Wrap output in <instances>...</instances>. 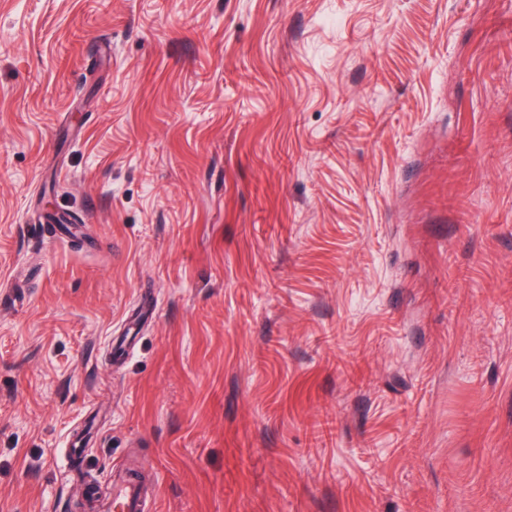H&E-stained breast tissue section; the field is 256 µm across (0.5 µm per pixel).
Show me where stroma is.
Returning <instances> with one entry per match:
<instances>
[{
	"label": "stroma",
	"mask_w": 512,
	"mask_h": 512,
	"mask_svg": "<svg viewBox=\"0 0 512 512\" xmlns=\"http://www.w3.org/2000/svg\"><path fill=\"white\" fill-rule=\"evenodd\" d=\"M0 292V512H512V0H0ZM118 475L110 483L98 508L100 512H143L146 507L144 485L125 474L124 465L117 468Z\"/></svg>",
	"instance_id": "obj_1"
}]
</instances>
